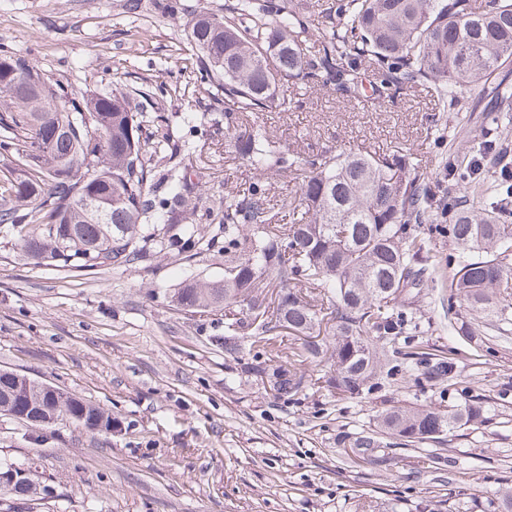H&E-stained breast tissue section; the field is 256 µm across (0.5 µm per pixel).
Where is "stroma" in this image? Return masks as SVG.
<instances>
[{
    "mask_svg": "<svg viewBox=\"0 0 512 512\" xmlns=\"http://www.w3.org/2000/svg\"><path fill=\"white\" fill-rule=\"evenodd\" d=\"M125 0H0V52L27 57L51 80L90 96L138 89L146 119L164 115L175 136L193 142L196 224L215 233L197 254L164 249L124 268L70 271L26 260L18 234L0 225V369L48 382L108 409L111 434L60 422L32 429L0 416V459L34 467L44 498L0 493V512H494L512 489V333L488 318L483 344L450 332L439 299L444 284L405 294L431 321L426 351L457 360L452 383L386 381L359 398L311 386L292 399L251 371L250 349L225 356L224 318L181 311L172 295L186 275L224 277L217 229L225 192L255 173L225 131L223 103L194 84L196 52L184 18L127 13ZM176 82L162 105L142 96L147 83ZM189 112L200 113L186 124ZM281 145L398 149L413 154L434 193L445 177L440 127L479 134L482 115L437 111L424 91L381 111L311 95L305 109L255 114ZM485 398L489 423L417 448L393 447L382 465L354 463L337 445L393 407L448 408L464 394Z\"/></svg>",
    "mask_w": 512,
    "mask_h": 512,
    "instance_id": "35a3bbf8",
    "label": "stroma"
}]
</instances>
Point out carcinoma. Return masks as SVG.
Instances as JSON below:
<instances>
[{
    "mask_svg": "<svg viewBox=\"0 0 512 512\" xmlns=\"http://www.w3.org/2000/svg\"><path fill=\"white\" fill-rule=\"evenodd\" d=\"M164 17L189 15L186 39L198 51L199 81L224 97V128L240 130L236 153L256 177L224 194V280L186 279L174 294L183 311H224L215 341L235 357L245 344L265 353L273 335L300 341L272 372L273 390L293 398L304 387L300 366L325 356L334 370L323 383L359 395L401 374L431 384L455 377L456 363L414 343L416 317L398 298L410 288L448 283L451 329L476 336L472 319L512 323V171H477L448 154L445 176L457 192L439 196L415 173L411 154L377 155L342 148L288 149L247 114L295 111L305 98L282 87L332 89L342 102L381 108L422 88L440 112H474L487 81L512 62V0H228L224 12L184 0H153ZM371 74V94L364 79ZM0 149L12 171L0 195V224L19 230L20 250L35 264L82 271L129 267L156 247H205L189 196L196 147L173 139L169 125L143 134V113L114 90L77 98L22 55L0 54ZM492 131L474 143L506 156L512 109L489 112ZM167 152L160 170L154 156ZM289 177L297 189L282 201L290 222L270 224L266 177ZM165 185L164 192L156 187ZM104 210L106 220L100 219ZM443 226H433V215ZM173 231L155 232L158 222ZM427 228H422V225ZM440 232L470 254L429 255L423 234ZM325 284L327 303L311 289ZM28 377L0 371V414L17 407L15 385ZM32 409L96 434L111 415L72 395L31 387ZM470 398L448 410L392 407L364 434L343 437L354 462L383 461L385 449L436 441L488 421Z\"/></svg>",
    "mask_w": 512,
    "mask_h": 512,
    "instance_id": "obj_1",
    "label": "carcinoma"
}]
</instances>
